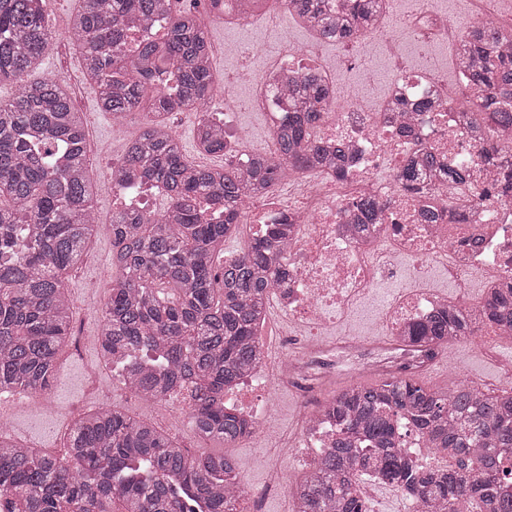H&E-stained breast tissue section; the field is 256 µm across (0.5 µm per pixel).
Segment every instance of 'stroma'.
I'll list each match as a JSON object with an SVG mask.
<instances>
[{
    "instance_id": "stroma-1",
    "label": "stroma",
    "mask_w": 512,
    "mask_h": 512,
    "mask_svg": "<svg viewBox=\"0 0 512 512\" xmlns=\"http://www.w3.org/2000/svg\"><path fill=\"white\" fill-rule=\"evenodd\" d=\"M209 40L219 48L213 62L214 75L234 68L238 63L240 44L251 43L268 54H277L283 45L272 36L268 28L226 22L214 25L208 31ZM392 76L387 55L380 54L368 63L358 61L342 66L336 72L338 85L350 88L361 87L367 101H375L385 91ZM142 117H134L129 124L113 129L111 121L101 122L94 127L95 139L100 148L101 166H111L123 153L126 141L138 132ZM98 254L97 261H85L68 282L75 330L81 335H96L98 310L108 295L112 284L111 251L112 239L108 227H101L92 244ZM435 372L428 376L429 387L445 386L446 378L456 375L464 379H496L502 388L512 387V376L502 375L496 364L491 363L484 352L473 343L459 342L440 349ZM97 375L101 387L110 390L112 402L123 407L130 415L147 422L162 423L163 429L182 446L198 454L221 451L216 441L198 437L185 413L186 405L179 398H172L159 405H147L130 395L111 370L98 367L94 346L64 356L59 365L52 388L47 396L54 408V415H47L35 409V397H26L24 403L0 405V418L8 425V431L15 439L28 442L49 450L63 445L61 425L70 421L80 406H89V377ZM232 455L248 487L260 490L259 498L247 499L248 512H282L281 499L275 494H264L266 483V459L268 450L262 435L239 442L232 448Z\"/></svg>"
}]
</instances>
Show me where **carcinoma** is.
<instances>
[{
  "instance_id": "1",
  "label": "carcinoma",
  "mask_w": 512,
  "mask_h": 512,
  "mask_svg": "<svg viewBox=\"0 0 512 512\" xmlns=\"http://www.w3.org/2000/svg\"><path fill=\"white\" fill-rule=\"evenodd\" d=\"M336 14L324 0H288L290 15L324 41L340 44L373 27L383 0H357ZM45 0H0V82L18 83L0 99V393L45 395L73 335L67 281L98 225L88 174L86 121L55 76L32 83L55 38ZM171 0H82L69 30L87 80L116 125L140 112L191 113L205 155L224 154V128L209 112L214 86L207 31ZM167 17L154 43L131 39L128 23ZM468 96L463 115L479 133L489 168L509 153L500 132L512 127V35L491 22L460 41ZM292 113L274 134L276 155H254L249 169L190 162L175 132L146 122L109 171L112 186H163L165 210L112 212V278L97 342L123 385L157 404L188 399L197 433L230 448L255 432L224 403V393L259 363L256 335L271 290L288 282L278 266L288 225L250 238L221 266L224 240L240 233L251 196L289 172L344 166L348 148L318 135L329 88L308 69L289 72L283 89ZM431 100H396V112H430ZM431 173L450 185L470 169L443 166L428 153L396 175L402 187ZM379 206L362 200L358 229ZM486 319L512 331V286L484 300ZM472 334L468 314L451 307L410 325L408 340L441 346ZM320 415L336 420V438L316 458L294 495L301 512H362L361 477L379 473L420 501L424 512H512L507 453H512V394H484L452 381L433 391L420 378H380L328 392ZM411 421L426 447L452 465H420L401 448L398 418ZM243 480L224 453L195 455L154 425L116 405L73 418L63 448L49 452L11 442L0 427V496L11 512H242Z\"/></svg>"
}]
</instances>
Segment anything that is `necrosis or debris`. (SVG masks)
<instances>
[{"mask_svg": "<svg viewBox=\"0 0 512 512\" xmlns=\"http://www.w3.org/2000/svg\"><path fill=\"white\" fill-rule=\"evenodd\" d=\"M469 2L457 22L420 10L411 21L417 47L438 44L452 49L461 24L501 20L497 0ZM378 48L392 59L393 80L389 98L374 107L365 104L359 93L343 96L334 90L336 68L321 63L317 40L302 52L285 51L266 60L252 47L241 48L239 67L219 81L210 103L211 112L224 123L225 156L246 165L248 155L238 151L243 133L237 130L228 105L233 89L242 83L255 84L254 102L263 110L269 128H276L288 119V99L280 87L289 69L298 67L300 57L315 58L318 74L333 88L322 136L345 142L353 159L343 174L325 167L291 175L286 185L295 189L298 203H289L276 185L269 194L252 198L246 208L245 222L252 231L271 224L290 227L288 247L278 258L288 270V283L275 289L274 306L283 320L300 326L303 334L289 339L265 327L263 349L278 350V357L267 356L230 396L237 409L259 421L274 406V389L299 391L296 416L275 435L277 462L266 486L267 492L289 504L294 501L289 463L313 460L336 434L325 421L313 418L316 400L330 379L361 370L383 378H417L427 376L434 367V350L412 345L405 338L409 324L452 303L430 287L432 273L447 275L462 290L475 277L486 289L512 283V194L485 200L478 188L462 184L435 196L427 184L407 191L394 180L396 171L415 154L433 147L443 157L482 167L478 136L455 109L462 89L449 84L446 69L432 62L418 74H410L384 20L347 42L345 52L347 58L364 60ZM413 96L434 99L437 106L414 114L404 128L395 119L392 101ZM364 197L379 201L382 210L376 224L358 233L349 228L352 204ZM432 206L438 219L428 224L419 214ZM390 280L405 281L406 286L369 324L366 334L316 339L317 329L330 322L333 314L349 312L372 288Z\"/></svg>", "mask_w": 512, "mask_h": 512, "instance_id": "necrosis-or-debris-1", "label": "necrosis or debris"}]
</instances>
